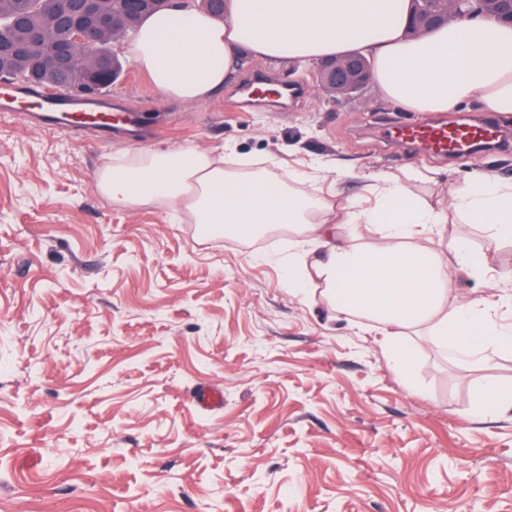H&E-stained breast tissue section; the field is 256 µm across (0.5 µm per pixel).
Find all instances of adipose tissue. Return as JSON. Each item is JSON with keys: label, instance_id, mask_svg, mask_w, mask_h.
Here are the masks:
<instances>
[{"label": "adipose tissue", "instance_id": "adipose-tissue-1", "mask_svg": "<svg viewBox=\"0 0 512 512\" xmlns=\"http://www.w3.org/2000/svg\"><path fill=\"white\" fill-rule=\"evenodd\" d=\"M410 0H225L224 19L204 11H168L146 20L126 53L164 97L200 103L223 87L240 53L265 61L315 62L357 53L372 66L387 101L406 112L480 111L512 116V26L490 13L449 18L438 29L408 35ZM336 170L317 166L282 172L275 158L252 161L227 150L197 146L136 149L112 159L97 175L99 193L127 208L163 207L189 216L205 235L233 242L278 228L295 236L282 257L288 286L309 298L319 284L338 313L373 322L392 368L408 378L416 356L407 336L425 325L436 346L453 347L487 366L512 351V326L494 307L452 301L454 271L484 277L480 255L464 239L451 257L431 247L427 234L457 217L480 225L488 245L512 239V181L476 171L448 208L426 202L419 191L434 173L410 169L402 179L365 175L373 197L365 206L321 183ZM374 224L375 244H359L341 225ZM322 246L319 256L305 250Z\"/></svg>", "mask_w": 512, "mask_h": 512}]
</instances>
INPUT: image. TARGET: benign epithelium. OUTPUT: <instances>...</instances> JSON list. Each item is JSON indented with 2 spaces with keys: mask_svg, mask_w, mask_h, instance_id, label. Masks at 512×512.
I'll list each match as a JSON object with an SVG mask.
<instances>
[{
  "mask_svg": "<svg viewBox=\"0 0 512 512\" xmlns=\"http://www.w3.org/2000/svg\"><path fill=\"white\" fill-rule=\"evenodd\" d=\"M66 7L56 24L66 32V38L55 44L49 59L58 69L73 62L71 48L75 44L87 45L91 55L85 61V81L79 87L81 96H93L112 71V56L99 50V45L118 37V31L130 27L137 17L146 18L153 0H126V11L118 19L110 11L94 8L96 0H64ZM417 19L415 35L441 24L450 16L460 19L489 11L502 22L512 24V0H443L444 8L438 15L431 13L426 0H412ZM315 83L327 92L347 98L369 85L371 65L360 56H346L324 60L313 72Z\"/></svg>",
  "mask_w": 512,
  "mask_h": 512,
  "instance_id": "7a95c632",
  "label": "benign epithelium"
}]
</instances>
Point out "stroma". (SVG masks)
<instances>
[{"label": "stroma", "mask_w": 512, "mask_h": 512, "mask_svg": "<svg viewBox=\"0 0 512 512\" xmlns=\"http://www.w3.org/2000/svg\"><path fill=\"white\" fill-rule=\"evenodd\" d=\"M257 69L306 99L241 103ZM311 69L246 57L190 105L130 62L111 90L148 116L156 149L428 168L437 180L422 194L441 208L473 170L512 179V147L444 159L384 139L368 119L428 114L372 85L331 97ZM137 144L0 111V512H512V411L474 410L485 384L512 381V354L472 369L420 328L415 373L400 380L368 321L289 290L277 261L288 230L209 240L163 209L102 197L100 168ZM430 237L482 252L487 276L456 274L455 301L494 303L512 324V244L486 249L480 225L454 218ZM209 387L222 407L196 403Z\"/></svg>", "instance_id": "35a3bbf8"}]
</instances>
